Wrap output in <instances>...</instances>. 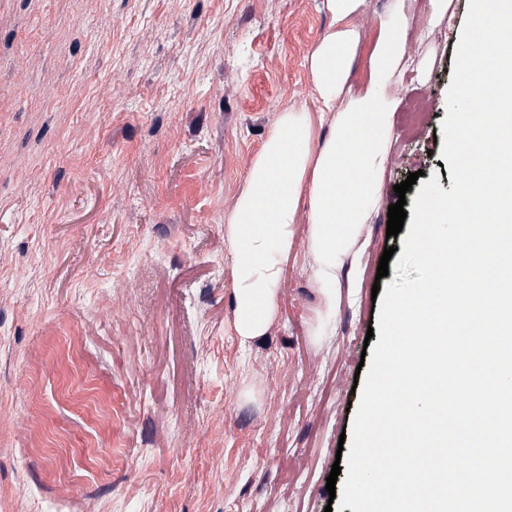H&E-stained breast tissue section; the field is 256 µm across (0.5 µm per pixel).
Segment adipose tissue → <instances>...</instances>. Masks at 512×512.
<instances>
[{"mask_svg": "<svg viewBox=\"0 0 512 512\" xmlns=\"http://www.w3.org/2000/svg\"><path fill=\"white\" fill-rule=\"evenodd\" d=\"M367 0H326L332 29L309 58L313 88L322 111L335 115L326 144L311 152V131L301 112H284L254 159L247 185L228 220L235 249L232 303L242 342L267 333L277 310L279 259L293 240L300 205H307L310 243L319 277L334 281L357 225L380 203L381 181L391 150L393 89L403 75L422 70L407 47L410 8L391 0L368 49V69L352 81L351 64L361 45L354 22ZM347 181L350 194L336 204V187Z\"/></svg>", "mask_w": 512, "mask_h": 512, "instance_id": "ef3b65f1", "label": "adipose tissue"}]
</instances>
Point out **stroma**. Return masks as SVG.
<instances>
[{
	"label": "stroma",
	"instance_id": "1",
	"mask_svg": "<svg viewBox=\"0 0 512 512\" xmlns=\"http://www.w3.org/2000/svg\"><path fill=\"white\" fill-rule=\"evenodd\" d=\"M407 73L380 206L328 303L308 225L241 344L227 220L283 112L328 139L325 0H0V512H324L394 185L450 190L442 132L469 0ZM419 101L425 118L408 126Z\"/></svg>",
	"mask_w": 512,
	"mask_h": 512
}]
</instances>
